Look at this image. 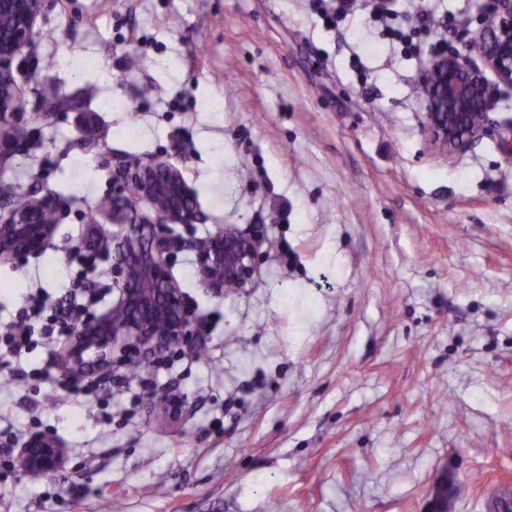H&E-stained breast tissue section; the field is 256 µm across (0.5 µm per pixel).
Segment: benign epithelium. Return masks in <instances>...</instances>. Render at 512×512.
I'll return each mask as SVG.
<instances>
[{"mask_svg": "<svg viewBox=\"0 0 512 512\" xmlns=\"http://www.w3.org/2000/svg\"><path fill=\"white\" fill-rule=\"evenodd\" d=\"M44 0H0V12L15 17L14 27L0 32V123L9 122L20 111L19 86L13 61L31 46L35 23ZM497 25L483 29L473 48L481 64L448 51L433 56L421 75L419 91L425 100L426 127L431 140L444 152L466 150L487 129L488 119L475 125L471 113L488 112L484 71L512 86V0H494ZM118 169L139 188L137 200L148 201L154 211L149 224H195L201 220L192 193L179 170L156 158L147 163L122 160ZM7 216L0 221V260L13 261L40 254L49 244L55 226L39 222L43 208L60 209L57 200L42 197L4 205ZM118 299L112 310L82 322L75 329L61 366L67 374L112 372V354L130 343L152 352L196 343L197 321L185 306L183 294L169 273L171 255L182 248L178 238L155 233L143 235L129 225L112 233ZM259 240L232 228L215 234L197 246L204 284L223 291L229 283L238 289L250 285L256 271ZM94 359L88 360V352ZM28 472L57 473L64 469V449L49 435H36L19 450ZM454 488L448 475L434 484L428 512H450Z\"/></svg>", "mask_w": 512, "mask_h": 512, "instance_id": "obj_1", "label": "benign epithelium"}]
</instances>
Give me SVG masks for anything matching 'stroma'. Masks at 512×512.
Returning a JSON list of instances; mask_svg holds the SVG:
<instances>
[{
	"label": "stroma",
	"instance_id": "obj_1",
	"mask_svg": "<svg viewBox=\"0 0 512 512\" xmlns=\"http://www.w3.org/2000/svg\"><path fill=\"white\" fill-rule=\"evenodd\" d=\"M486 3L397 0L389 22L333 28L308 0H46L15 60L29 138L0 145V187L65 209L41 254L0 261V320L30 283L64 293L90 227L111 240L97 204L117 157L180 171L204 221L174 234L230 225L260 247L242 291L205 288L194 249L172 257L193 359L114 355L79 398L60 343L20 360L46 377L0 376V512H426L444 473L452 512H488L512 488V88L492 83V126L445 154L429 53L384 35L425 10L423 42L455 50L449 21L478 34ZM57 98L80 108L44 118ZM20 430L56 438L64 471L10 469Z\"/></svg>",
	"mask_w": 512,
	"mask_h": 512
}]
</instances>
